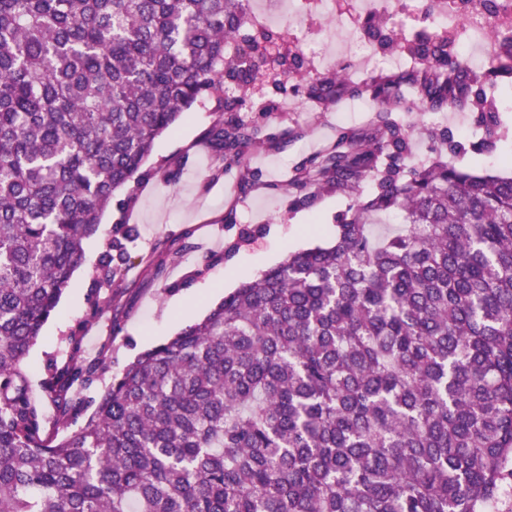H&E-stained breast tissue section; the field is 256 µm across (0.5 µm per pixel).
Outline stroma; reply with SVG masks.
Listing matches in <instances>:
<instances>
[{
    "label": "stroma",
    "instance_id": "1",
    "mask_svg": "<svg viewBox=\"0 0 512 512\" xmlns=\"http://www.w3.org/2000/svg\"><path fill=\"white\" fill-rule=\"evenodd\" d=\"M304 26L315 41L314 55L305 58L308 69L353 80L363 77L365 64L335 56V19L309 14ZM321 52L331 54L329 63H319ZM248 99L246 119L258 122L261 133L283 136L280 145H258L247 152L257 184L246 188L224 176L223 163L205 138L218 117L209 103L183 114L174 131L157 140L135 179L113 198L98 234L85 241L83 265L24 361L47 429L62 437L67 434L56 428V404L41 385L53 368L69 361V336H81L80 356L88 361L98 357L103 340L111 342L106 369L83 392L88 407H95L115 374L142 351L200 320L225 293L278 265L288 253L334 242L340 220L350 214V195L324 190L306 206L295 208L284 186L303 157L335 143L338 127L369 129V107L344 101L325 108L303 94L289 101L270 83L250 91ZM504 124L508 136L495 150L485 152L478 148L484 130L476 113L446 112L441 120L449 138L464 147L462 161L469 168L510 177L512 112L505 113ZM173 168L180 171L174 180L169 177ZM128 228L134 238L127 249L135 263L119 297L122 330L113 337L106 319L92 315L93 299L105 295L96 284L94 269L107 238ZM187 230L193 233V247L184 253L180 247ZM176 252L181 258L174 263L170 257ZM161 260L166 263L163 273L152 276L147 263Z\"/></svg>",
    "mask_w": 512,
    "mask_h": 512
}]
</instances>
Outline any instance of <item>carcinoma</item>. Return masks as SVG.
Here are the masks:
<instances>
[{
    "mask_svg": "<svg viewBox=\"0 0 512 512\" xmlns=\"http://www.w3.org/2000/svg\"><path fill=\"white\" fill-rule=\"evenodd\" d=\"M250 0H0V512H494L512 490V177L409 162L395 112L499 113L448 36L404 39L420 64L355 82L304 70ZM372 103L286 189H343L336 242L288 254L141 353L86 413L105 370L70 362L43 389L70 435L44 437L30 347L116 191L181 115L214 101L205 138L247 186L248 86ZM371 180L364 198L360 184ZM403 226L377 239L374 217ZM130 254L108 243L97 283Z\"/></svg>",
    "mask_w": 512,
    "mask_h": 512,
    "instance_id": "carcinoma-1",
    "label": "carcinoma"
}]
</instances>
